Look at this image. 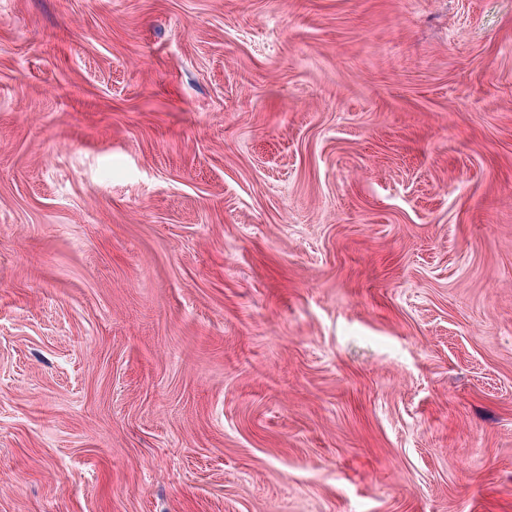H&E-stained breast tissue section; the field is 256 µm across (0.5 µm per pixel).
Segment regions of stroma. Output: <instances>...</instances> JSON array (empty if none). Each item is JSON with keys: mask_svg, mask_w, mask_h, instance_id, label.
I'll return each mask as SVG.
<instances>
[{"mask_svg": "<svg viewBox=\"0 0 512 512\" xmlns=\"http://www.w3.org/2000/svg\"><path fill=\"white\" fill-rule=\"evenodd\" d=\"M0 512H512V0H0Z\"/></svg>", "mask_w": 512, "mask_h": 512, "instance_id": "1", "label": "stroma"}]
</instances>
